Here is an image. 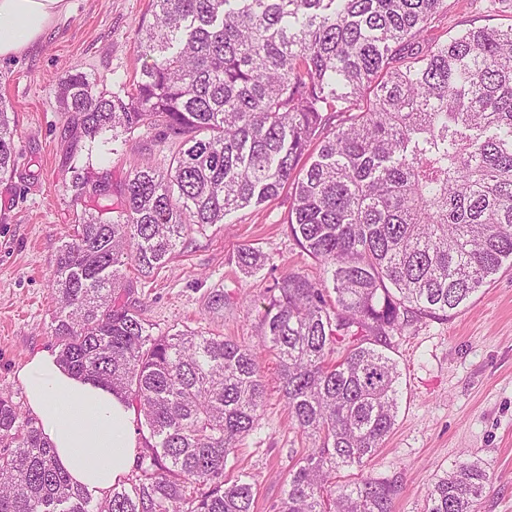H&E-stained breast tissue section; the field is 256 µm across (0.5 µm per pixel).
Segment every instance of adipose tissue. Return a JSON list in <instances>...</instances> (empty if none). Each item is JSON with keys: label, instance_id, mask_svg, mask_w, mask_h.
<instances>
[{"label": "adipose tissue", "instance_id": "ef3b65f1", "mask_svg": "<svg viewBox=\"0 0 512 512\" xmlns=\"http://www.w3.org/2000/svg\"><path fill=\"white\" fill-rule=\"evenodd\" d=\"M68 11L67 0H0V60L43 40ZM18 378L72 484L102 496L129 473L140 440L137 410L123 395L72 374L48 351L36 353Z\"/></svg>", "mask_w": 512, "mask_h": 512}]
</instances>
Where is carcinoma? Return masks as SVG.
<instances>
[{
    "mask_svg": "<svg viewBox=\"0 0 512 512\" xmlns=\"http://www.w3.org/2000/svg\"><path fill=\"white\" fill-rule=\"evenodd\" d=\"M138 29L149 59L107 94L58 82L70 154L123 134L178 143L124 182L74 166L76 207L59 249L53 336L73 374L124 395L145 428L131 478L97 502L73 487L35 418L0 392V512H253L234 448L266 395L256 347L195 330L154 336L128 305L131 267H165L196 231L292 190L288 227L326 278L286 273L260 315L295 425L317 444L279 512H393L394 481L336 482L371 458L399 408L389 340L448 317L512 259V27L429 33L448 0H153ZM0 100V178L15 162ZM241 272L264 266L238 249ZM490 476L461 460L426 512H478Z\"/></svg>",
    "mask_w": 512,
    "mask_h": 512,
    "instance_id": "carcinoma-1",
    "label": "carcinoma"
}]
</instances>
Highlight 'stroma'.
<instances>
[{"label":"stroma","mask_w":512,"mask_h":512,"mask_svg":"<svg viewBox=\"0 0 512 512\" xmlns=\"http://www.w3.org/2000/svg\"><path fill=\"white\" fill-rule=\"evenodd\" d=\"M70 3L68 17L43 41L0 62V97L10 103L17 129L14 172L0 179V390L20 403L26 395L19 369L35 353L55 348L51 279L73 223L61 183L70 149L56 83L81 72L110 92L131 88L144 64L136 33L151 0ZM483 25H512V0L490 16L471 5H449L433 34L445 39ZM114 148L108 160L118 182L130 159L160 163L176 146L140 130ZM291 204L285 190L275 200L230 212L223 223L191 233L166 268L139 278L133 303L153 334L188 328L258 344L260 314L278 279L289 272L323 277L322 264L288 230ZM244 244L266 257L250 277L237 264ZM218 293L230 300L215 309ZM388 353L400 372L395 426L373 457L341 470L338 480H396L394 512H424L436 474L478 459L490 475L479 512H512V266L491 275L449 318L427 317L391 337ZM261 367L265 400L236 455L255 483L254 512H279L288 472L313 441L291 422L274 355L262 354Z\"/></svg>","instance_id":"1"}]
</instances>
